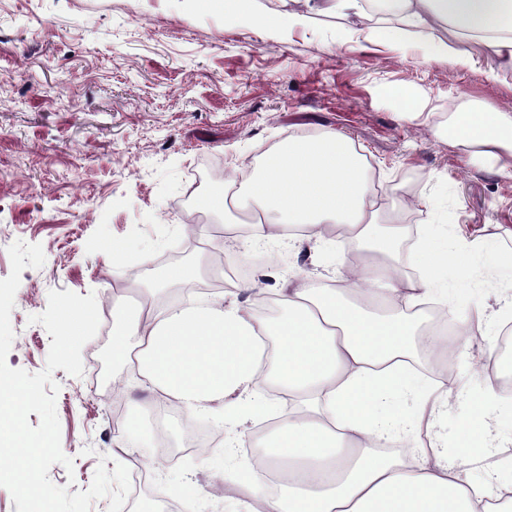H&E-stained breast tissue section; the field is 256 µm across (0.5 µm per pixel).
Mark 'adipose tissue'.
I'll return each mask as SVG.
<instances>
[{
  "label": "adipose tissue",
  "instance_id": "obj_1",
  "mask_svg": "<svg viewBox=\"0 0 512 512\" xmlns=\"http://www.w3.org/2000/svg\"><path fill=\"white\" fill-rule=\"evenodd\" d=\"M397 23L381 28L380 42L424 41L433 57L458 67L471 56L452 41L433 40L439 28L476 36L496 62L487 77L512 69V0H380ZM235 22L278 33L303 26L309 15L371 17L364 0H279L259 11L255 0H202ZM448 137L483 147L512 178V113L463 108L451 114ZM202 211L223 216L228 236L275 239L298 228L322 241L331 230L364 244L373 261L340 260L338 285L280 289L283 312L266 320L224 296L163 304L153 294L143 305L114 309L113 382L134 373L156 401H172L186 413L225 409L232 444L248 447V433L234 414L244 408L253 420L272 411L273 392L287 393L292 406L271 432L264 456L277 485L244 482V512H512V484L467 482L449 446L472 455L491 431L495 411H511L512 397L487 385L470 400L454 437L431 435L434 461L413 437L404 402L428 410L439 422L448 398V373L438 369L417 378L414 317L410 310L435 295L445 272L465 286L479 265L512 270V257L477 240L426 238L417 251L422 271L404 278L389 260L403 235L385 224L372 194L363 156L346 137L290 135L267 151L224 189L198 197ZM395 454H384L388 444Z\"/></svg>",
  "mask_w": 512,
  "mask_h": 512
}]
</instances>
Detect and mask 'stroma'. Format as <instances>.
I'll list each match as a JSON object with an SVG mask.
<instances>
[{
    "label": "stroma",
    "mask_w": 512,
    "mask_h": 512,
    "mask_svg": "<svg viewBox=\"0 0 512 512\" xmlns=\"http://www.w3.org/2000/svg\"><path fill=\"white\" fill-rule=\"evenodd\" d=\"M346 22L310 16L282 35L225 20L193 0H0V279L11 272L8 247L41 245L45 263L25 269L10 316V367L44 369L51 338L29 318L50 291L95 293L97 335L82 349L83 373H53L63 453L73 471L49 470L59 486L87 490L98 464L114 470L122 434L108 377L112 371V308L127 306L151 278L138 271L181 264L190 252L197 283L223 284L226 298L258 312L275 304L279 287L303 281L335 286L339 257L361 256L345 236L317 244L269 239L225 244L224 220L195 207L208 173L246 171L287 135L348 137L365 158L384 218L399 217L405 235L393 257L401 272L420 276L412 252L427 231L466 232L512 248V179L495 160L449 141L452 112L485 105L512 113V70L488 81L480 41L460 35L456 48L473 56L458 70L420 46L384 48L370 30L339 39ZM402 85L419 98L421 114L400 115L386 87ZM412 200L400 214L392 205ZM201 247L188 246V226ZM225 245V266L210 260ZM126 254L112 262L113 246ZM275 254L276 263L265 260ZM466 300L485 316L512 311V276L483 270L449 307ZM467 351L449 349L458 395L441 424L454 433L466 400L488 381L512 390V348L489 347L484 324L464 325ZM478 370H469L470 362ZM191 416L157 431L146 417L138 458L147 460L156 498L175 512H235L244 476L256 475L266 453L268 422L249 426L252 446L229 465L224 446L208 459L185 445ZM170 458L157 459L159 446Z\"/></svg>",
    "instance_id": "35a3bbf8"
}]
</instances>
